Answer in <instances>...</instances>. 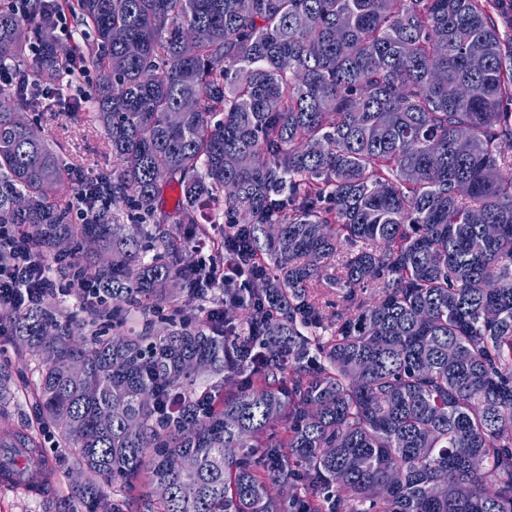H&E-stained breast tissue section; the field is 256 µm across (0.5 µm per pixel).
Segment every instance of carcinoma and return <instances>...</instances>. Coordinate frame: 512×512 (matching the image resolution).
Here are the masks:
<instances>
[{"instance_id":"carcinoma-1","label":"carcinoma","mask_w":512,"mask_h":512,"mask_svg":"<svg viewBox=\"0 0 512 512\" xmlns=\"http://www.w3.org/2000/svg\"><path fill=\"white\" fill-rule=\"evenodd\" d=\"M496 4L53 0L28 23L0 3V65L57 90L51 15H75L112 204L138 218L71 223V169L16 118L47 101L0 85V224L89 275L91 320L114 324L6 315L40 357L32 397L86 474L85 512H512V38ZM211 224L208 263L222 276L233 253L252 284L223 289L221 319L190 247ZM0 454L23 476L31 434L1 429Z\"/></svg>"}]
</instances>
